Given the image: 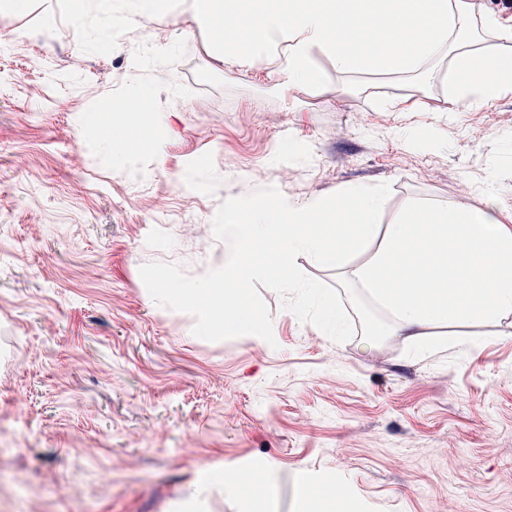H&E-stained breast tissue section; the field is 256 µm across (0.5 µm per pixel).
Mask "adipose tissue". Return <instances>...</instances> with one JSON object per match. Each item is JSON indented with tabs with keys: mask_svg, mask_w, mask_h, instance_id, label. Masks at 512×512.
<instances>
[{
	"mask_svg": "<svg viewBox=\"0 0 512 512\" xmlns=\"http://www.w3.org/2000/svg\"><path fill=\"white\" fill-rule=\"evenodd\" d=\"M131 14L208 29L207 51L219 63L276 59L286 93L322 85L321 57L340 74L409 75L450 55L457 107L498 98L512 76V33L499 32L496 17L484 15L483 28L498 32L501 45L494 56H479L468 35L469 0H134ZM363 25L393 34L383 56L347 52L349 35ZM152 101L151 90L137 88L114 118L95 113L88 127L103 134L113 158L128 157L157 140ZM414 210L407 204L372 259L350 270L395 312L388 334L423 349L435 327L512 314V229L476 196L431 211L423 224L412 222Z\"/></svg>",
	"mask_w": 512,
	"mask_h": 512,
	"instance_id": "adipose-tissue-1",
	"label": "adipose tissue"
}]
</instances>
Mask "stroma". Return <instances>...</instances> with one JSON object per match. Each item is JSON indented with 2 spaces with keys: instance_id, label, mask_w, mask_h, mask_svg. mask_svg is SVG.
Instances as JSON below:
<instances>
[{
  "instance_id": "stroma-1",
  "label": "stroma",
  "mask_w": 512,
  "mask_h": 512,
  "mask_svg": "<svg viewBox=\"0 0 512 512\" xmlns=\"http://www.w3.org/2000/svg\"><path fill=\"white\" fill-rule=\"evenodd\" d=\"M469 2L493 56L479 23L512 29V9ZM78 6L0 9V470L19 478L0 512H512V316L434 328L419 352L370 335L363 311L383 327L393 313L302 255L350 340L264 288L275 344L208 342L139 274L222 266L218 207L258 187L305 200L387 182L385 225L487 187L512 226V83L454 112L449 57L424 76L322 58V86L288 95L270 62L213 66L207 30L92 12L78 30ZM138 85L158 141L117 160L82 116ZM251 462L266 473L249 495L202 476Z\"/></svg>"
}]
</instances>
